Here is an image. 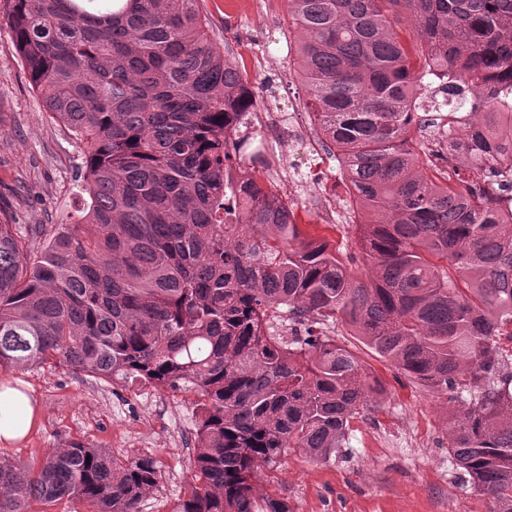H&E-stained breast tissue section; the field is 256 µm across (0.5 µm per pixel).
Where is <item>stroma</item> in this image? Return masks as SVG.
<instances>
[{"mask_svg": "<svg viewBox=\"0 0 512 512\" xmlns=\"http://www.w3.org/2000/svg\"><path fill=\"white\" fill-rule=\"evenodd\" d=\"M226 0H201L218 42L231 45L260 112H294L286 136L315 137L305 95L289 69L287 0H243L228 12ZM82 146L43 111L16 55L12 33L0 18V211L14 224H61L82 201ZM286 202L306 235L332 241L339 256L356 252L348 224L322 223L311 199ZM321 333L352 350L386 389L381 407L350 424L336 458L315 462L288 455L266 472L269 492L284 496L293 512H490L466 486L448 448V420L438 399L409 382L335 320ZM20 383L40 412L37 428L0 455L27 463L46 449L77 441L122 457L154 453L163 465L157 488L140 512H169L192 480L195 396L186 390H128L84 374L48 366L0 370V383Z\"/></svg>", "mask_w": 512, "mask_h": 512, "instance_id": "obj_1", "label": "stroma"}]
</instances>
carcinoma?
<instances>
[{"label":"carcinoma","instance_id":"obj_1","mask_svg":"<svg viewBox=\"0 0 512 512\" xmlns=\"http://www.w3.org/2000/svg\"><path fill=\"white\" fill-rule=\"evenodd\" d=\"M414 17L412 41L387 16ZM44 111L84 145L82 206L23 235L0 220V369L49 365L112 385L196 396L193 483L171 512H292L259 492L288 453L336 456L379 380L315 332L336 318L415 385L451 404L448 448L467 486L512 512V0H288L294 73L337 151L359 277L236 166L256 95L211 38L200 0H0ZM480 113L454 137L457 187L412 141L414 90ZM288 334L275 330L279 313ZM153 454L71 442L0 456V512H139Z\"/></svg>","mask_w":512,"mask_h":512}]
</instances>
